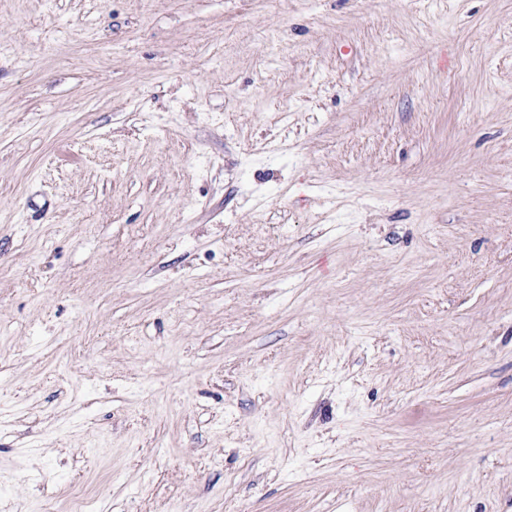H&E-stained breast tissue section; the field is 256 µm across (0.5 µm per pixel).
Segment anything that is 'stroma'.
Returning <instances> with one entry per match:
<instances>
[{"label": "stroma", "mask_w": 512, "mask_h": 512, "mask_svg": "<svg viewBox=\"0 0 512 512\" xmlns=\"http://www.w3.org/2000/svg\"><path fill=\"white\" fill-rule=\"evenodd\" d=\"M512 512V0H0V502Z\"/></svg>", "instance_id": "35a3bbf8"}]
</instances>
